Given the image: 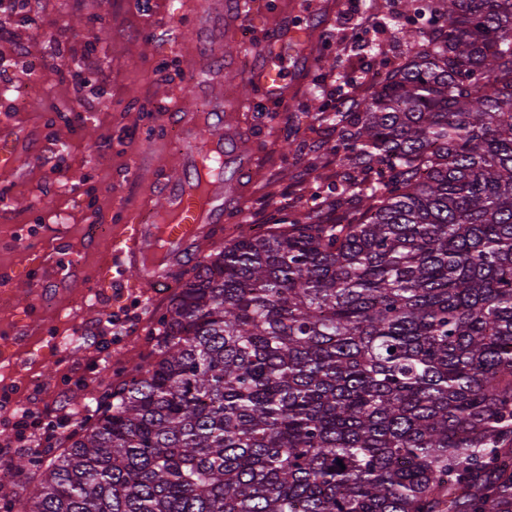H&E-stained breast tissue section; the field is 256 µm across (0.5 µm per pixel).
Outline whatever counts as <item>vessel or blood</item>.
<instances>
[{"instance_id": "b4317fda", "label": "vessel or blood", "mask_w": 512, "mask_h": 512, "mask_svg": "<svg viewBox=\"0 0 512 512\" xmlns=\"http://www.w3.org/2000/svg\"><path fill=\"white\" fill-rule=\"evenodd\" d=\"M249 7V0H205L195 12L191 35L203 48L191 51L184 72L206 107L173 105L180 148L171 171L156 179L139 213L120 225L109 263L113 278H135L144 293L175 284L189 259L221 238L241 181L257 166L252 143L235 124L238 104L224 95V35L245 25ZM316 34L311 26L279 22L262 41V62L248 69L246 84L287 99L289 78L304 76L313 63L309 46Z\"/></svg>"}]
</instances>
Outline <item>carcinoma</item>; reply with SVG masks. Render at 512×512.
<instances>
[{"label":"carcinoma","instance_id":"obj_1","mask_svg":"<svg viewBox=\"0 0 512 512\" xmlns=\"http://www.w3.org/2000/svg\"><path fill=\"white\" fill-rule=\"evenodd\" d=\"M427 10L323 113L358 175L197 263L4 512H512V0Z\"/></svg>","mask_w":512,"mask_h":512}]
</instances>
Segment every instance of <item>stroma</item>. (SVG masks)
Returning a JSON list of instances; mask_svg holds the SVG:
<instances>
[{"label":"stroma","mask_w":512,"mask_h":512,"mask_svg":"<svg viewBox=\"0 0 512 512\" xmlns=\"http://www.w3.org/2000/svg\"><path fill=\"white\" fill-rule=\"evenodd\" d=\"M197 0H29L43 29L0 11V127L25 141L14 168L0 169V226L36 224L37 237L0 234V290L30 277V254L45 260L46 276L60 277L69 256L80 261L75 287L44 300L40 292L0 300V389L42 415L67 411L78 418L92 408L81 386L111 390L136 363L152 361L151 336L174 295L150 297L133 283L104 280L100 267L127 214L139 209L155 167L178 150L167 113L183 97L186 78L178 39L195 22ZM330 16H317L314 62L291 86L285 106L239 80L262 37L281 15L314 8L315 0H254L245 27L232 41L235 72L225 86L240 99L239 122L254 143L259 163L244 178L236 213L223 241L239 229L265 231L284 213L311 208L314 196L335 193L344 175L333 157L286 153V139L333 143L336 132L319 119L327 90L364 97L361 72L390 68L408 54L400 29L410 23L401 0H336ZM377 24L350 38L356 18ZM37 89L29 104L20 92ZM81 331L88 343L61 358L51 338Z\"/></svg>","instance_id":"1"}]
</instances>
